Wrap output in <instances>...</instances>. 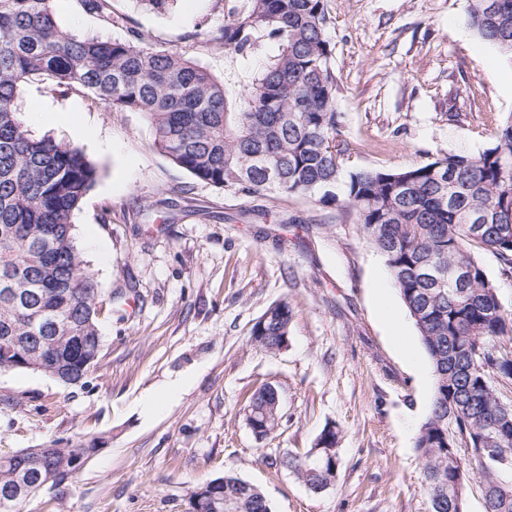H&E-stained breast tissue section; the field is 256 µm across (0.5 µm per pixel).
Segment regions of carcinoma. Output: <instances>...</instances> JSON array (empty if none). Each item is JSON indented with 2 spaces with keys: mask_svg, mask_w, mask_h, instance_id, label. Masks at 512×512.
Here are the masks:
<instances>
[{
  "mask_svg": "<svg viewBox=\"0 0 512 512\" xmlns=\"http://www.w3.org/2000/svg\"><path fill=\"white\" fill-rule=\"evenodd\" d=\"M79 2L112 19L110 0ZM332 24L328 0H243L231 8L212 47L248 59L264 43L278 44L231 101L213 74L136 29L124 39H81L61 29L54 0H0V290L27 296H0V371L39 372L54 362L48 376L76 385L101 360L103 300L73 224L98 168L82 148L34 135L17 106L23 86L47 76L60 89H85L111 112L143 114L153 147L200 182L274 202L336 203L353 215L385 259L431 365L432 400L415 440L430 512H457L475 480L484 512H512V407L504 409L500 392L512 385V313L473 253L492 252L512 275V115L478 153H447L402 169L346 168ZM467 25L512 63V0H468ZM258 154L276 179L257 164ZM448 267L464 269L465 287L432 280ZM44 317L56 322L50 339L24 343ZM292 318L289 302L272 304L251 341L281 350ZM276 394L266 384L247 399L261 438L278 426ZM476 436L480 452L468 455L463 444ZM336 444V428L327 425L312 448L279 463L307 487L325 488L337 476ZM19 452L0 454V494L21 485L24 496L0 502V512H25L42 491L22 468L37 449ZM98 452L81 443L50 449L44 466L54 476L53 509ZM189 512L271 506L257 486L226 473L191 492Z\"/></svg>",
  "mask_w": 512,
  "mask_h": 512,
  "instance_id": "carcinoma-1",
  "label": "carcinoma"
}]
</instances>
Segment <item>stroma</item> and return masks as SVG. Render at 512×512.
Segmentation results:
<instances>
[{
	"mask_svg": "<svg viewBox=\"0 0 512 512\" xmlns=\"http://www.w3.org/2000/svg\"><path fill=\"white\" fill-rule=\"evenodd\" d=\"M236 0H175L156 13L111 0L114 25L54 0L64 30L178 49L237 98L250 67L210 47ZM348 163L402 169L489 147L512 113V64L466 24V0H329ZM22 118L84 149L99 175L74 216L86 265L112 305L97 369L83 383L0 371V452L96 442L63 512H188L193 487L230 471L272 512H429L414 443L433 393L417 331L383 257L339 207L280 206L195 180L153 146L141 113L29 81ZM293 308L288 344L253 345L274 302ZM401 327L393 329L389 316ZM269 383L282 419L264 438L245 397ZM338 431V472L315 494L281 458Z\"/></svg>",
	"mask_w": 512,
	"mask_h": 512,
	"instance_id": "1",
	"label": "stroma"
}]
</instances>
